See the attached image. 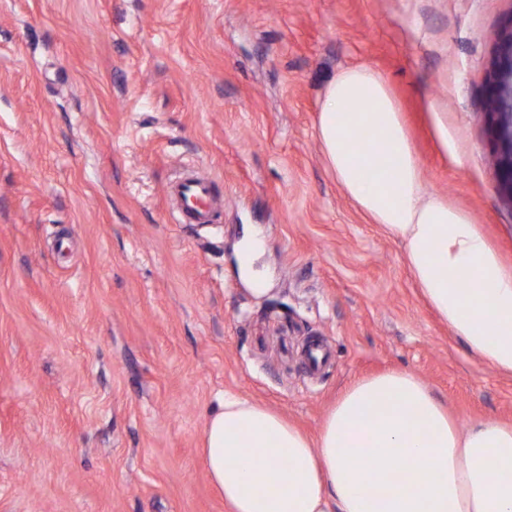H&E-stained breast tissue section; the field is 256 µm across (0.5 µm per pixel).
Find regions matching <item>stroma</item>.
<instances>
[{
	"instance_id": "stroma-1",
	"label": "stroma",
	"mask_w": 512,
	"mask_h": 512,
	"mask_svg": "<svg viewBox=\"0 0 512 512\" xmlns=\"http://www.w3.org/2000/svg\"><path fill=\"white\" fill-rule=\"evenodd\" d=\"M511 29L512 0H0V512H225L200 448L226 392L314 436L407 370L459 427L512 424V375L426 305L316 132L333 77L378 71L428 190L511 269L486 114ZM191 170L213 223L176 221Z\"/></svg>"
}]
</instances>
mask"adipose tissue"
Masks as SVG:
<instances>
[{
  "mask_svg": "<svg viewBox=\"0 0 512 512\" xmlns=\"http://www.w3.org/2000/svg\"><path fill=\"white\" fill-rule=\"evenodd\" d=\"M364 126L367 143L356 135ZM317 137L346 195L399 241L429 306L483 363L512 375V271L465 211L427 189L386 80L366 66L339 72ZM202 454L230 512H512V425L459 428L407 371L353 383L314 439L225 394Z\"/></svg>",
  "mask_w": 512,
  "mask_h": 512,
  "instance_id": "ef3b65f1",
  "label": "adipose tissue"
}]
</instances>
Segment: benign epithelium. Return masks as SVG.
I'll return each mask as SVG.
<instances>
[{
  "mask_svg": "<svg viewBox=\"0 0 512 512\" xmlns=\"http://www.w3.org/2000/svg\"><path fill=\"white\" fill-rule=\"evenodd\" d=\"M502 51V59L491 76L488 106L498 143L494 166L499 189L512 205V32L505 39Z\"/></svg>",
  "mask_w": 512,
  "mask_h": 512,
  "instance_id": "benign-epithelium-1",
  "label": "benign epithelium"
}]
</instances>
